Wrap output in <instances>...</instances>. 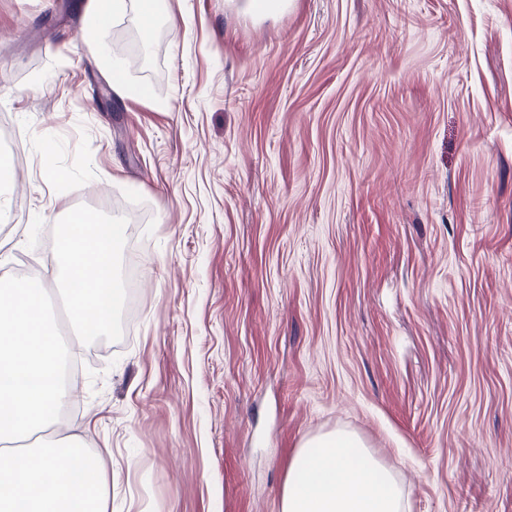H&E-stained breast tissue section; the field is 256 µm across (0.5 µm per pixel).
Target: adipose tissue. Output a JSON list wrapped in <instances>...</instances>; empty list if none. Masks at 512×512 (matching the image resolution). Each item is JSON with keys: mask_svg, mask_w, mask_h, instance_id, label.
I'll return each instance as SVG.
<instances>
[{"mask_svg": "<svg viewBox=\"0 0 512 512\" xmlns=\"http://www.w3.org/2000/svg\"><path fill=\"white\" fill-rule=\"evenodd\" d=\"M118 237L117 225L78 211L53 243L55 254L67 260L58 278L81 334L97 335L112 324L116 291L112 248ZM405 510L397 477L356 435L343 430L303 442L288 468L281 499V512Z\"/></svg>", "mask_w": 512, "mask_h": 512, "instance_id": "1", "label": "adipose tissue"}]
</instances>
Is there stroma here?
I'll return each mask as SVG.
<instances>
[{"label": "stroma", "mask_w": 512, "mask_h": 512, "mask_svg": "<svg viewBox=\"0 0 512 512\" xmlns=\"http://www.w3.org/2000/svg\"><path fill=\"white\" fill-rule=\"evenodd\" d=\"M78 3L0 0V267L133 226L56 429L107 512H280L339 430L407 512H512V0H160L141 57Z\"/></svg>", "instance_id": "stroma-1"}]
</instances>
